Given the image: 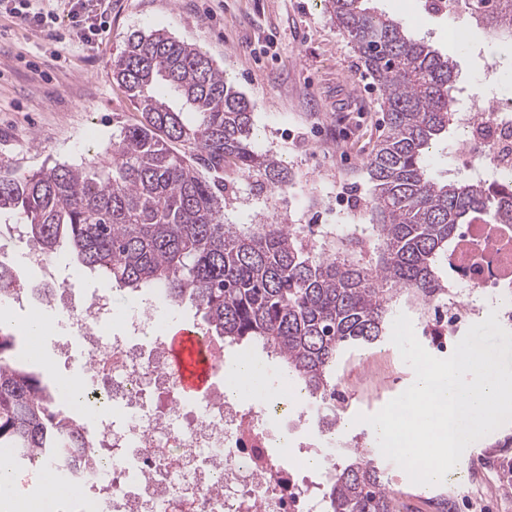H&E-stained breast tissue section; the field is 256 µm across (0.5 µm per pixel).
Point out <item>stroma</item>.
<instances>
[{
	"label": "stroma",
	"instance_id": "1",
	"mask_svg": "<svg viewBox=\"0 0 512 512\" xmlns=\"http://www.w3.org/2000/svg\"><path fill=\"white\" fill-rule=\"evenodd\" d=\"M379 10L406 21L413 32L455 65L457 81L472 78L470 49L490 43L468 26L465 42L453 35L457 19L428 12L426 0H374ZM157 29L200 47L253 107L256 150L281 159L285 190L257 192L253 179H237L224 221L243 232L279 217L309 244L337 252L356 236L362 251L349 260L376 257L377 236L365 217L371 195L366 161L384 130L381 92L363 71L322 0H110L94 47L78 44L71 22L56 12L40 31L0 15V163L35 171L54 163L105 164L112 138L140 114L112 80V59L135 31ZM0 238L20 287L34 272L25 253L31 241L13 214L0 215ZM393 313L410 317L415 336L437 358L451 356L458 339L430 335L436 327L426 305L399 297ZM339 378L350 387L348 414L371 415L403 392L414 377L392 341L347 355ZM486 482L470 468L437 485L416 488L403 470L384 461V479L405 494L410 512H431L428 501L447 498L448 512H512V422L476 441Z\"/></svg>",
	"mask_w": 512,
	"mask_h": 512
}]
</instances>
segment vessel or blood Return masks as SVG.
I'll list each match as a JSON object with an SVG mask.
<instances>
[{
  "label": "vessel or blood",
  "instance_id": "vessel-or-blood-1",
  "mask_svg": "<svg viewBox=\"0 0 512 512\" xmlns=\"http://www.w3.org/2000/svg\"><path fill=\"white\" fill-rule=\"evenodd\" d=\"M166 348L184 397L203 396L217 368L205 338L196 327L178 324L168 329Z\"/></svg>",
  "mask_w": 512,
  "mask_h": 512
}]
</instances>
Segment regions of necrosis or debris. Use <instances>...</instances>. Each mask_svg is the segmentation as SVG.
<instances>
[{
	"mask_svg": "<svg viewBox=\"0 0 512 512\" xmlns=\"http://www.w3.org/2000/svg\"><path fill=\"white\" fill-rule=\"evenodd\" d=\"M495 64H485L453 129L460 152L472 159L471 180L512 182V105L500 103ZM29 266L52 289L47 308L67 312L80 337L87 369L82 393L112 412L97 420L100 465L93 476L52 468L64 484H79L103 512H325L321 480L335 458L336 413L294 381L280 383L281 400L228 401L223 380L187 401L168 365L166 328L158 306L129 311L110 295L79 299L59 286L58 264L30 245ZM448 288L502 302L512 297V230L471 224L448 254Z\"/></svg>",
	"mask_w": 512,
	"mask_h": 512,
	"instance_id": "obj_1",
	"label": "necrosis or debris"
}]
</instances>
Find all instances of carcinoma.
Instances as JSON below:
<instances>
[{
    "label": "carcinoma",
    "mask_w": 512,
    "mask_h": 512,
    "mask_svg": "<svg viewBox=\"0 0 512 512\" xmlns=\"http://www.w3.org/2000/svg\"><path fill=\"white\" fill-rule=\"evenodd\" d=\"M467 2V21L512 44V0ZM325 7L382 93L385 130L366 162L374 261L318 252L277 218L248 233L224 223L238 175L263 192L286 188L288 172L252 149L250 101L211 58L164 30L131 33L112 60V80L141 119L113 138L109 163L0 164V213L15 214L49 257L66 251L120 291L152 288L190 304L207 335L226 347L261 343L321 398L346 351L384 340L397 296H448L442 272L462 225L512 224V189L441 182L427 169L429 149L451 129L448 57L369 0ZM15 348V336L0 332V449L43 469L77 448L76 465L93 471V439ZM323 496L326 512H396L381 469L358 450Z\"/></svg>",
    "instance_id": "obj_1"
}]
</instances>
